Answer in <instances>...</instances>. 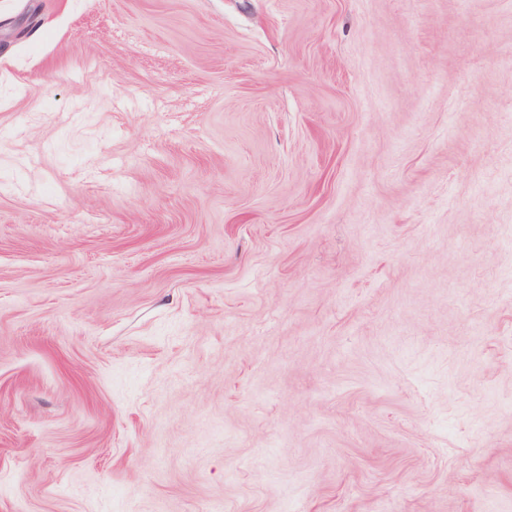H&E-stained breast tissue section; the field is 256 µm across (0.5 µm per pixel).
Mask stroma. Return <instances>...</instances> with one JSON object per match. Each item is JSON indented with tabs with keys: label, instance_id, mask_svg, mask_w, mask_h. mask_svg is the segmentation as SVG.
Wrapping results in <instances>:
<instances>
[{
	"label": "stroma",
	"instance_id": "stroma-1",
	"mask_svg": "<svg viewBox=\"0 0 512 512\" xmlns=\"http://www.w3.org/2000/svg\"><path fill=\"white\" fill-rule=\"evenodd\" d=\"M0 38V512H512V0Z\"/></svg>",
	"mask_w": 512,
	"mask_h": 512
}]
</instances>
